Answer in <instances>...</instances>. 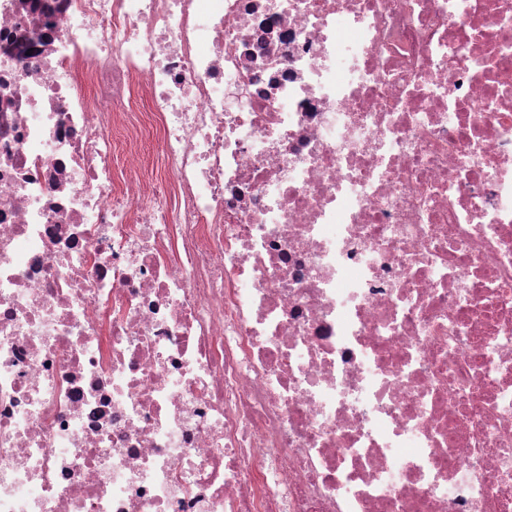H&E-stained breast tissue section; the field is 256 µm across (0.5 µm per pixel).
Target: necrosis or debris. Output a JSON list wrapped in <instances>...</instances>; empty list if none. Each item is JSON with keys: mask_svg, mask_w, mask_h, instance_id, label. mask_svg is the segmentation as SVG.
<instances>
[{"mask_svg": "<svg viewBox=\"0 0 512 512\" xmlns=\"http://www.w3.org/2000/svg\"><path fill=\"white\" fill-rule=\"evenodd\" d=\"M0 512H512V0H0ZM127 110L138 121H135L134 139L129 140L130 135L123 128L112 131V170L121 178L122 175H130L127 161L130 153L136 155L139 169L150 173L162 172L161 155L159 145V127L151 117L147 101L140 94H133Z\"/></svg>", "mask_w": 512, "mask_h": 512, "instance_id": "4bbe7bcc", "label": "necrosis or debris"}]
</instances>
